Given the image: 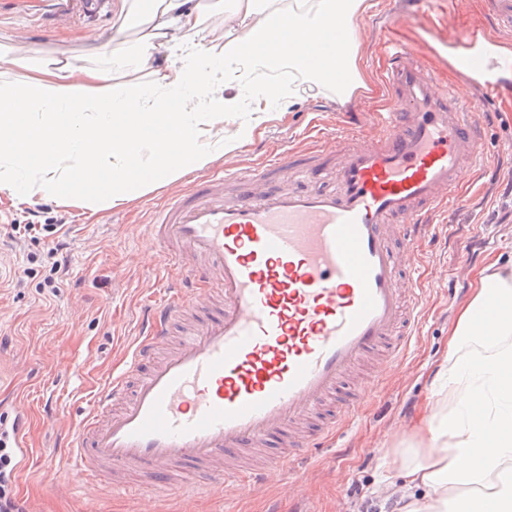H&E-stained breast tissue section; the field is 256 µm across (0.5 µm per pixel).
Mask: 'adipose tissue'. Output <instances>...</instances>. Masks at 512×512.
<instances>
[{
    "label": "adipose tissue",
    "mask_w": 512,
    "mask_h": 512,
    "mask_svg": "<svg viewBox=\"0 0 512 512\" xmlns=\"http://www.w3.org/2000/svg\"><path fill=\"white\" fill-rule=\"evenodd\" d=\"M220 10L223 40L205 23ZM366 0H232L223 6L152 0L125 18L140 31L136 65L122 77L68 61L36 63L20 47L0 49V193L40 195L82 211L118 207L142 195V172L170 182L231 154L262 124L292 111L305 89L345 102L363 85L356 22ZM349 38L338 53L310 61L314 47ZM20 73L17 82L9 81ZM178 130L175 138L157 136ZM70 143L52 161L57 131ZM495 318H486L487 309ZM449 402L401 469L407 512H454L448 490L482 488L478 504L512 512V261L474 274L471 295L448 332L435 379Z\"/></svg>",
    "instance_id": "1"
}]
</instances>
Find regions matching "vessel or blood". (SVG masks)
Masks as SVG:
<instances>
[{
	"mask_svg": "<svg viewBox=\"0 0 512 512\" xmlns=\"http://www.w3.org/2000/svg\"><path fill=\"white\" fill-rule=\"evenodd\" d=\"M387 52L379 133L347 136L332 189L309 187L324 175L323 151L291 150L258 168L214 172L152 212V237L183 264L164 267V277L182 287L152 310L128 368L67 436L68 455L100 485L123 493L128 473L147 471L153 492L181 494L173 471L197 464L217 479L255 482L262 473L245 457L278 439L286 446L266 464L287 470L332 440L352 410L337 406L305 437L295 425L362 360L392 362L409 348L425 299L405 269L477 162L480 103L440 85L402 46ZM285 169L305 188H279ZM191 313L197 324L168 347ZM30 427L24 417L11 429L24 461Z\"/></svg>",
	"mask_w": 512,
	"mask_h": 512,
	"instance_id": "obj_1",
	"label": "vessel or blood"
}]
</instances>
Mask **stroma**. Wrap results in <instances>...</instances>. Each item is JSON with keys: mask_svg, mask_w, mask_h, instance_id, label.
Wrapping results in <instances>:
<instances>
[{"mask_svg": "<svg viewBox=\"0 0 512 512\" xmlns=\"http://www.w3.org/2000/svg\"><path fill=\"white\" fill-rule=\"evenodd\" d=\"M358 21V68L365 82L342 104L333 92H302L284 120L262 125L235 154L199 170H237L282 153L287 145L309 148L310 131H326L323 150L349 128L377 131L376 112L385 97L380 71L388 40L401 41L441 78L475 85L472 74L448 58L449 48L472 49L488 38L512 49V30L498 29L482 0H431L436 24L410 18L406 0H368ZM95 29L114 37L112 56H91L83 35ZM133 28L124 25L117 0H70L66 14L49 16L43 0H0V47L25 44L33 60H70L76 66H131ZM474 115L483 128L480 175H465L463 204L432 227L418 245V271L426 289L419 334L400 362L374 363L360 382L363 393L347 397L352 427L340 429L331 446L308 462L293 459L297 475L285 484L279 471L261 486L208 480L203 468L186 470L192 483L207 482L206 495L169 497L151 492L150 474L136 475L132 496L109 492L72 466L62 448L114 372L129 363L142 314L158 298L160 247L144 219L163 195L182 192L187 177L148 190L121 207L80 212L53 200L0 194V420L32 417L33 454L11 490L24 512H397L384 492L398 482L405 442L415 436L439 401L433 379L448 352V329L471 292L469 271L488 259L512 260V83L498 86ZM37 211V237L9 238L11 225ZM68 260L59 287L47 285L54 247ZM465 270H458V262Z\"/></svg>", "mask_w": 512, "mask_h": 512, "instance_id": "stroma-1", "label": "stroma"}]
</instances>
